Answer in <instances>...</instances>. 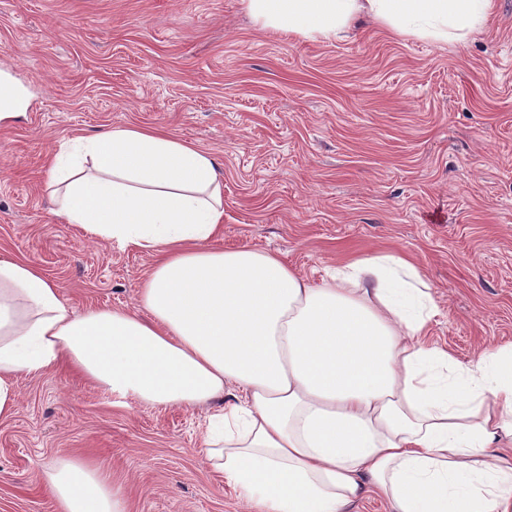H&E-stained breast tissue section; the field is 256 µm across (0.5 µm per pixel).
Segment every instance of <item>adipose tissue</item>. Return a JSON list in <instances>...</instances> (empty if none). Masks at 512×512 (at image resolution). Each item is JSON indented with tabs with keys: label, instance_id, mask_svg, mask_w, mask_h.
Masks as SVG:
<instances>
[{
	"label": "adipose tissue",
	"instance_id": "1",
	"mask_svg": "<svg viewBox=\"0 0 512 512\" xmlns=\"http://www.w3.org/2000/svg\"><path fill=\"white\" fill-rule=\"evenodd\" d=\"M254 27L313 42L363 18L400 38L463 42L494 0H241ZM57 213L155 256L143 314H74L34 263L0 256V420L22 379L69 368L148 407L220 406L203 453L257 512H512V344L461 361L427 340L438 304L407 254L350 259L312 282L277 254L225 249L211 153L137 125L50 154ZM60 512H126L88 462L44 467Z\"/></svg>",
	"mask_w": 512,
	"mask_h": 512
}]
</instances>
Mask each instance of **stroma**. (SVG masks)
<instances>
[{"mask_svg": "<svg viewBox=\"0 0 512 512\" xmlns=\"http://www.w3.org/2000/svg\"><path fill=\"white\" fill-rule=\"evenodd\" d=\"M465 43L376 26L318 43L256 30L240 0H0V253L36 264L77 313L139 311L153 259L57 215L45 160L138 125L224 165L227 249L304 276L355 255L415 256L430 339L465 361L512 343V0ZM209 407L145 408L71 372L22 380L0 421V512H59L39 465L79 455L130 512H252L206 461Z\"/></svg>", "mask_w": 512, "mask_h": 512, "instance_id": "1", "label": "stroma"}]
</instances>
